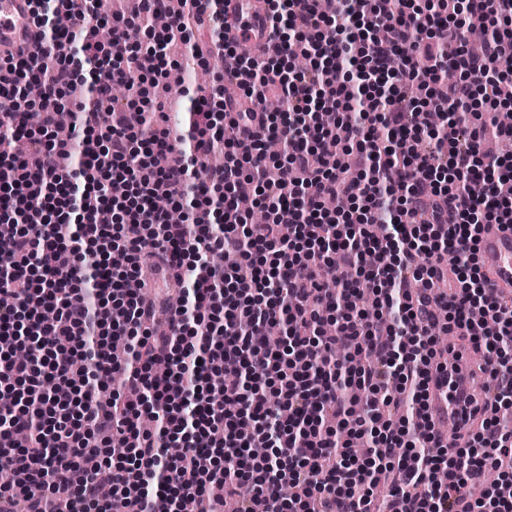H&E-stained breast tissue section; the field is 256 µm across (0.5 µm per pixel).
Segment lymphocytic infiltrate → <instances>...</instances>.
Returning a JSON list of instances; mask_svg holds the SVG:
<instances>
[{"label": "lymphocytic infiltrate", "instance_id": "obj_1", "mask_svg": "<svg viewBox=\"0 0 512 512\" xmlns=\"http://www.w3.org/2000/svg\"><path fill=\"white\" fill-rule=\"evenodd\" d=\"M266 3L264 57L224 42V0H182L158 32L141 20L165 0L115 22L97 0H29L47 53L0 57V142L28 147L0 149V338L31 350L0 347V391L15 396L0 405V471L13 474L0 505L12 512H90L105 486L126 512H179L188 497L206 512H512V302L478 263L481 225H512V165L485 147L512 138L498 121L512 0ZM203 5L208 52L195 39ZM474 26L486 31L477 55ZM176 34L198 63L217 53L248 79L242 98L219 76L194 101L182 152L163 113L99 120L113 86L162 77ZM86 67L96 97L66 108ZM33 82L40 97L22 99ZM64 115L82 133L72 168L57 163ZM271 139L285 157L273 168ZM219 147L223 165H208ZM244 195L268 223H249ZM160 197L194 211L169 223ZM144 250L175 274L170 334L152 331ZM228 250L238 261L210 262ZM281 320L288 342L270 347ZM441 331L485 354L476 427L452 436L428 404L432 379L463 357ZM116 442L124 456L102 459Z\"/></svg>", "mask_w": 512, "mask_h": 512}]
</instances>
